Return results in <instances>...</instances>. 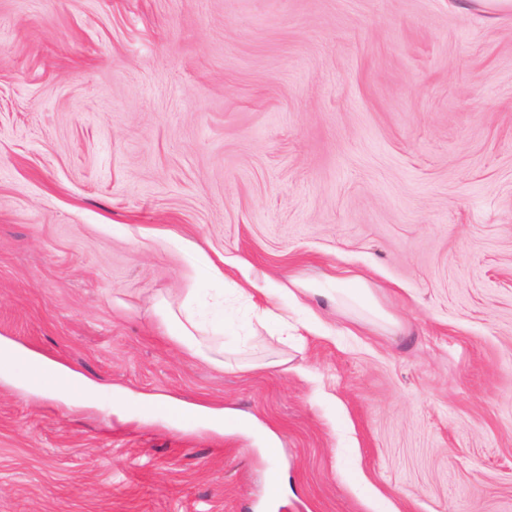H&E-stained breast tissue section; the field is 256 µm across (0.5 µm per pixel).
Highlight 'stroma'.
Returning a JSON list of instances; mask_svg holds the SVG:
<instances>
[{
	"label": "stroma",
	"instance_id": "1",
	"mask_svg": "<svg viewBox=\"0 0 512 512\" xmlns=\"http://www.w3.org/2000/svg\"><path fill=\"white\" fill-rule=\"evenodd\" d=\"M0 337L103 389L0 379V512H512V12L0 0ZM313 289L327 294L331 300L336 299V303L350 301L372 313L377 314L380 311L371 289L362 277L336 278V285L328 284V287ZM186 322L187 323L179 319L173 320L166 316L163 317V326L165 327L166 333L169 335L170 339L173 342L184 345L191 350L192 347L187 341V336H195L193 330L198 331L199 325L190 317H186Z\"/></svg>",
	"mask_w": 512,
	"mask_h": 512
}]
</instances>
